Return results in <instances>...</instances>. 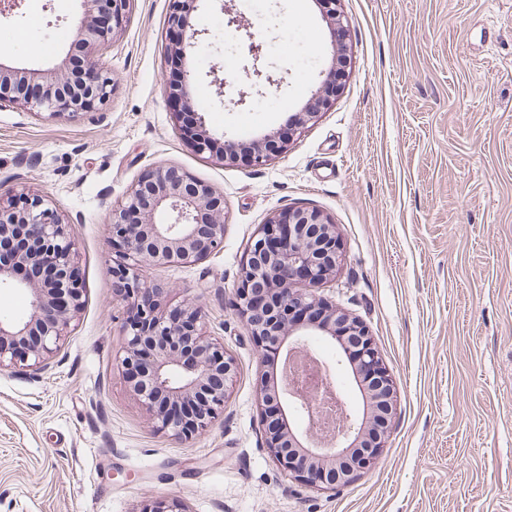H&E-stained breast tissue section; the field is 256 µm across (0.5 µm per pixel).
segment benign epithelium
Segmentation results:
<instances>
[{"instance_id": "7a95c632", "label": "benign epithelium", "mask_w": 512, "mask_h": 512, "mask_svg": "<svg viewBox=\"0 0 512 512\" xmlns=\"http://www.w3.org/2000/svg\"><path fill=\"white\" fill-rule=\"evenodd\" d=\"M131 0H84L94 20L81 22L73 36L76 53H67L33 91L30 74L0 67V108L21 106L45 119H64L89 112L108 96L111 78L92 60L115 30L122 27ZM170 29L178 31V52L192 43L197 30L185 23L189 0H172ZM331 28L343 34L339 0H320ZM235 38L244 46L247 78H261L264 44L251 26L221 3ZM347 55H339L304 109L288 122L289 136H299L318 114L329 108L346 77ZM196 72L181 71L168 84L171 100L190 107ZM197 151L220 160H245L264 166L286 152L288 141L277 131L249 141L216 139L204 114L196 113ZM114 256L112 279L127 298L146 293L140 271L145 266L191 263L208 258L224 242V193L174 166L159 165L132 183L112 209L106 225ZM342 258V241L332 219L318 208L289 207L260 225L241 265L237 287L238 313L261 350L288 360L309 357L308 339L317 336L336 345L338 355L356 349L351 379L370 414L359 416L342 397L336 398L341 429L329 439L313 427L303 432L291 418L309 406L305 388L288 381L260 378L265 447L288 475L317 490H332L370 469L383 449L393 413L394 381L366 326L336 309L319 294ZM0 288L23 289L30 312L0 317V371L27 369L39 373L73 331L83 307L78 253L61 212L45 194L0 195ZM203 310L186 301L169 311L160 303L137 302L123 323L125 346L116 367L130 391L144 406L157 429L192 438L212 426L224 412L237 366L224 344L202 333Z\"/></svg>"}]
</instances>
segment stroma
Returning <instances> with one entry per match:
<instances>
[{
	"instance_id": "1",
	"label": "stroma",
	"mask_w": 512,
	"mask_h": 512,
	"mask_svg": "<svg viewBox=\"0 0 512 512\" xmlns=\"http://www.w3.org/2000/svg\"><path fill=\"white\" fill-rule=\"evenodd\" d=\"M227 4L253 22L273 83L243 79L217 0L187 5L203 35L182 63L210 131L257 139L301 111L333 33L316 0ZM170 7L132 0L96 58L112 78L96 110L49 121L0 109V194L52 198L84 288L49 369L0 372V512H141L161 499L190 512H512V0H341L343 87L260 168L198 153L184 135L164 91ZM84 15L82 0H21L0 16V65L46 73ZM160 164L224 193L223 249L142 271L162 307L198 300L205 335L238 368L223 416L190 439L156 429L115 363L130 305L113 288L106 226ZM301 205L342 240L323 295L366 324L396 388L378 463L333 491L268 453L258 384L270 365L236 307L250 237Z\"/></svg>"
}]
</instances>
